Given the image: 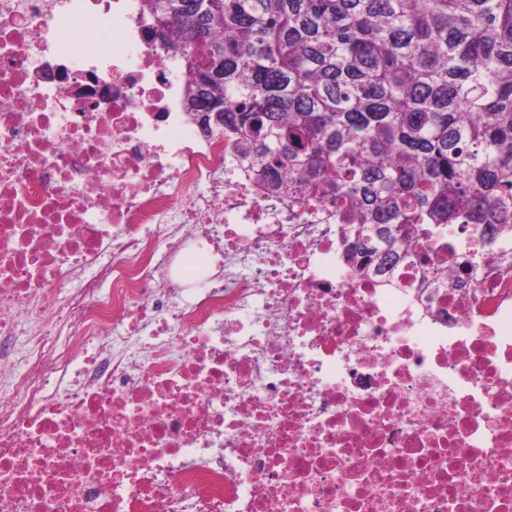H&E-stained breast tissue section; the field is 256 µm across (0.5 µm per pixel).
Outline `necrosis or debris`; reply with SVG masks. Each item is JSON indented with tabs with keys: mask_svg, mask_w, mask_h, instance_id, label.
<instances>
[{
	"mask_svg": "<svg viewBox=\"0 0 512 512\" xmlns=\"http://www.w3.org/2000/svg\"><path fill=\"white\" fill-rule=\"evenodd\" d=\"M140 0H0V512H512V228L343 256Z\"/></svg>",
	"mask_w": 512,
	"mask_h": 512,
	"instance_id": "4bbe7bcc",
	"label": "necrosis or debris"
}]
</instances>
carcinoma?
I'll return each instance as SVG.
<instances>
[{"label": "carcinoma", "mask_w": 512, "mask_h": 512, "mask_svg": "<svg viewBox=\"0 0 512 512\" xmlns=\"http://www.w3.org/2000/svg\"><path fill=\"white\" fill-rule=\"evenodd\" d=\"M194 111L268 191L325 197L353 255L512 212V0H141Z\"/></svg>", "instance_id": "cac0c4a2"}]
</instances>
